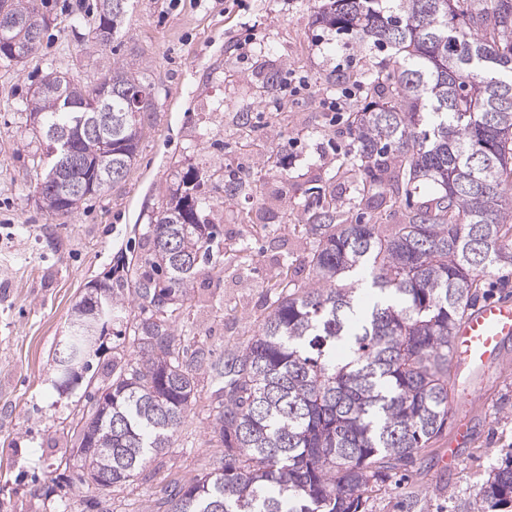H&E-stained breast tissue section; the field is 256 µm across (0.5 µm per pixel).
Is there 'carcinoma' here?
<instances>
[{
    "label": "carcinoma",
    "mask_w": 512,
    "mask_h": 512,
    "mask_svg": "<svg viewBox=\"0 0 512 512\" xmlns=\"http://www.w3.org/2000/svg\"><path fill=\"white\" fill-rule=\"evenodd\" d=\"M34 0H12L14 12L43 30ZM91 46L118 30L125 15L95 6ZM320 18L337 31L393 51L394 68L366 84L372 105L352 113L358 149L353 166L381 201L405 196L403 222L384 234L352 224L331 198L302 225L315 250L307 281L285 270L258 316L255 336L214 356L209 338L191 326L176 332L194 281L224 257L211 208L196 197L188 216L170 199L169 224L148 217L140 252L126 274L93 283L85 298L107 293L102 331L118 335L130 354L112 356L99 398L74 415L69 432L89 455L75 465L80 481L134 480L201 397L219 448L211 466L165 490L157 512H362L364 495L414 464L448 430L452 397L450 339L478 299L483 278L512 266V223L503 196L512 190V0H328ZM65 74L43 76V92L27 103L30 138L68 130L79 168L53 183L40 180L51 159L35 157L26 171L43 188L51 215L72 213L109 185L98 179L101 142L85 136L83 92L73 77V106L53 90ZM112 85V167L128 173L153 88L123 62L105 74ZM40 115L42 125L31 118ZM420 182L436 192L411 200ZM95 184L89 194L60 199L66 185ZM371 267V305L356 301L343 280ZM100 337L69 329L56 357L58 387L89 370ZM460 512H512V455L493 468Z\"/></svg>",
    "instance_id": "1"
}]
</instances>
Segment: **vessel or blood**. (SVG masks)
Instances as JSON below:
<instances>
[{"label": "vessel or blood", "mask_w": 512, "mask_h": 512, "mask_svg": "<svg viewBox=\"0 0 512 512\" xmlns=\"http://www.w3.org/2000/svg\"><path fill=\"white\" fill-rule=\"evenodd\" d=\"M512 338V302L501 300L476 309L457 326L451 338L452 365L462 380L484 376L499 364L506 340ZM467 424H459L448 440L441 462L454 468L458 449L470 439Z\"/></svg>", "instance_id": "1"}]
</instances>
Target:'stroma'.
<instances>
[{"label":"stroma","mask_w":512,"mask_h":512,"mask_svg":"<svg viewBox=\"0 0 512 512\" xmlns=\"http://www.w3.org/2000/svg\"><path fill=\"white\" fill-rule=\"evenodd\" d=\"M95 0H47L43 47L25 63L0 60V512H156L174 479L213 460L210 423L186 418L166 454L134 481L102 491L79 481L52 484L48 473L71 447L69 422L87 403L85 384L61 390L53 357L74 305L89 283L120 275L143 224L181 176L213 199L207 219L220 227L224 262L206 268L185 312L216 351L245 344L283 265L307 270L313 248L297 226L320 194L350 218L400 223L397 206L364 201L350 170L357 142L350 113L365 94L328 108L342 88L393 65L390 51L316 21L318 0H133L119 33L89 48ZM143 74L155 112L126 177L73 213L43 210L25 176L36 150L25 131V102L43 75L101 80L113 60ZM248 182L233 197L217 176ZM504 364L483 377L473 408L454 404L449 427L468 420L470 443L442 469L447 439L426 450L413 472L393 475L369 494L364 512H457L492 467L512 453V340Z\"/></svg>","instance_id":"obj_1"}]
</instances>
